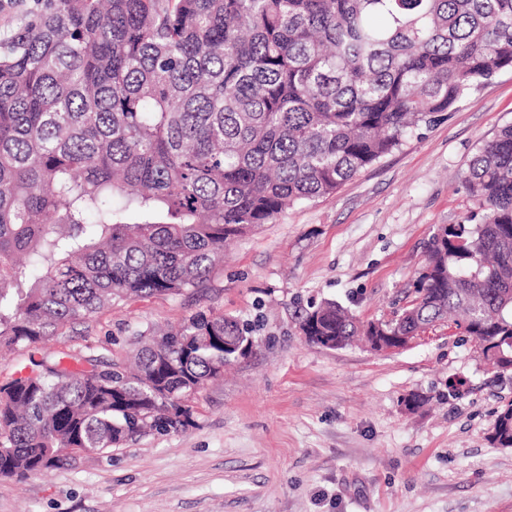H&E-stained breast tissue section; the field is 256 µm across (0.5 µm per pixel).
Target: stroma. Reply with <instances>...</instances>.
Returning <instances> with one entry per match:
<instances>
[{"instance_id": "1", "label": "stroma", "mask_w": 512, "mask_h": 512, "mask_svg": "<svg viewBox=\"0 0 512 512\" xmlns=\"http://www.w3.org/2000/svg\"><path fill=\"white\" fill-rule=\"evenodd\" d=\"M512 124V71L345 182L231 241L206 287L113 303L49 344L65 356L211 309L261 324L252 352L208 381L194 425L0 479V512H512V448L492 444L512 373L441 322L400 350L307 342L296 315L333 300L361 322L411 294L432 235L484 212L461 175ZM418 395L422 406L408 409Z\"/></svg>"}]
</instances>
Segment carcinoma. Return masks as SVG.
Wrapping results in <instances>:
<instances>
[{
    "instance_id": "cac0c4a2",
    "label": "carcinoma",
    "mask_w": 512,
    "mask_h": 512,
    "mask_svg": "<svg viewBox=\"0 0 512 512\" xmlns=\"http://www.w3.org/2000/svg\"><path fill=\"white\" fill-rule=\"evenodd\" d=\"M512 70V0H42L0 41V479L192 424L196 394L254 343L200 310L139 334L137 366L47 350L131 297L207 280L224 242L335 193L473 88ZM463 183L479 224L432 237L399 332L454 317L512 367V125ZM309 342L372 336L336 301ZM512 445V401L497 414Z\"/></svg>"
}]
</instances>
